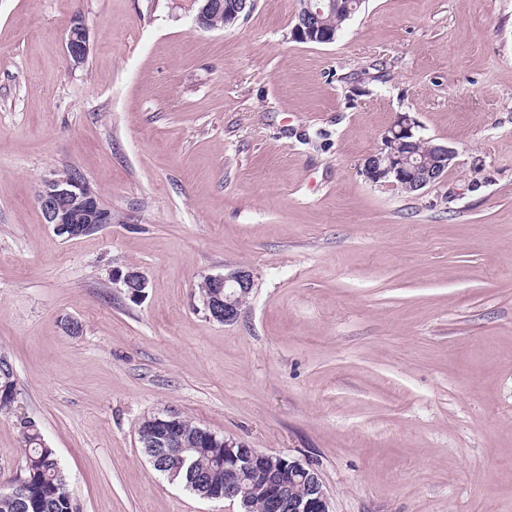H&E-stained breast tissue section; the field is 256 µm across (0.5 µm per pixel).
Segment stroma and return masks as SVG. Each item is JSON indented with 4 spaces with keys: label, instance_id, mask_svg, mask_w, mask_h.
<instances>
[{
    "label": "stroma",
    "instance_id": "1",
    "mask_svg": "<svg viewBox=\"0 0 512 512\" xmlns=\"http://www.w3.org/2000/svg\"><path fill=\"white\" fill-rule=\"evenodd\" d=\"M196 8L0 0V483L23 416L80 512H242L144 457L174 409L309 463L330 512H512V0H367L330 44L292 38L299 0L215 30ZM400 113L457 151L411 194L358 172ZM62 172L111 224H44ZM239 268L241 316L210 319L200 282ZM65 44L68 61L74 66L82 64L89 52V33L81 17L72 20ZM2 358L5 360L2 361ZM0 360L3 363L0 370V414H10L17 398V380L9 366V363L12 364L9 359L0 355Z\"/></svg>",
    "mask_w": 512,
    "mask_h": 512
}]
</instances>
